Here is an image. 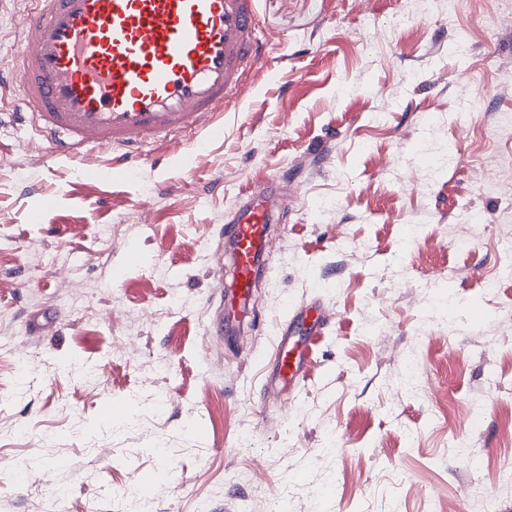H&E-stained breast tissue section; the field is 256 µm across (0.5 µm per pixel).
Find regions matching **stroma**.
I'll return each instance as SVG.
<instances>
[{
    "label": "stroma",
    "instance_id": "1",
    "mask_svg": "<svg viewBox=\"0 0 512 512\" xmlns=\"http://www.w3.org/2000/svg\"><path fill=\"white\" fill-rule=\"evenodd\" d=\"M257 9L268 57L191 165L172 141L104 179L110 151L50 157L0 89V512H126L146 473L152 512H512V279L483 290L512 221L476 185L512 158V0ZM281 173L254 313L209 335L219 229ZM312 300L305 383L268 393L283 306Z\"/></svg>",
    "mask_w": 512,
    "mask_h": 512
}]
</instances>
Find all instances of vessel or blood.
I'll return each instance as SVG.
<instances>
[{"instance_id": "vessel-or-blood-1", "label": "vessel or blood", "mask_w": 512, "mask_h": 512, "mask_svg": "<svg viewBox=\"0 0 512 512\" xmlns=\"http://www.w3.org/2000/svg\"><path fill=\"white\" fill-rule=\"evenodd\" d=\"M257 0H28L11 51L14 82L51 156L85 162L109 148L110 173L148 160L149 146L184 135L223 134L217 118L262 67L269 39ZM269 188L251 191L224 226L231 245L230 300L248 316L258 259L274 217ZM327 312L289 308L274 352L282 389L296 390L304 363L323 334Z\"/></svg>"}]
</instances>
